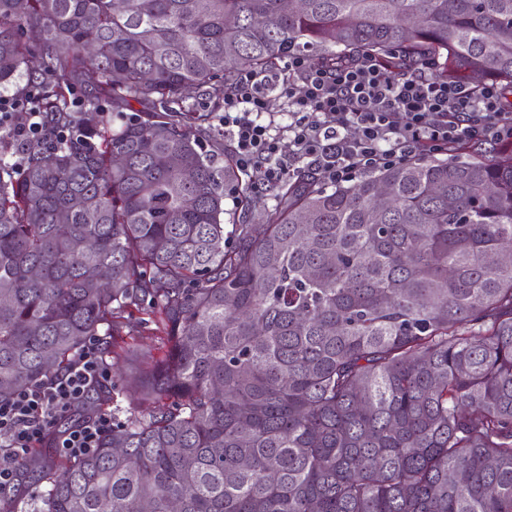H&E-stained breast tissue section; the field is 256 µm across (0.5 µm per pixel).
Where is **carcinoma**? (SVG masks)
Masks as SVG:
<instances>
[{"label": "carcinoma", "mask_w": 512, "mask_h": 512, "mask_svg": "<svg viewBox=\"0 0 512 512\" xmlns=\"http://www.w3.org/2000/svg\"><path fill=\"white\" fill-rule=\"evenodd\" d=\"M18 2L0 0V94L27 80L75 132L0 159V399L90 337L114 352L125 313L166 346L121 384L153 411L113 409L59 475L40 449L21 462L39 512H512V144L333 187L301 171L234 224L256 174L203 154L185 97L219 103L294 51L512 93V0ZM113 400L99 388L83 415ZM260 187L263 189L261 190ZM265 185L263 184L261 180V176L258 174L255 184H254V197L256 199V211L252 213H236L235 215V222L237 224H257V217L256 212H259L261 209H263L266 206H271L275 203V201L272 198L271 191L265 192L264 190Z\"/></svg>", "instance_id": "carcinoma-1"}]
</instances>
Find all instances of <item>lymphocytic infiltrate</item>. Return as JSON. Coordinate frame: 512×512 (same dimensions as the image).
I'll list each match as a JSON object with an SVG mask.
<instances>
[{
    "instance_id": "lymphocytic-infiltrate-1",
    "label": "lymphocytic infiltrate",
    "mask_w": 512,
    "mask_h": 512,
    "mask_svg": "<svg viewBox=\"0 0 512 512\" xmlns=\"http://www.w3.org/2000/svg\"><path fill=\"white\" fill-rule=\"evenodd\" d=\"M428 64L398 76L370 56L328 69L306 54H289L284 72H240L224 93L219 121L235 144L238 166L270 183L309 166L332 187L360 173L403 163L418 152L439 154L448 145L477 139L512 141V112L502 102L498 79L480 88L427 74ZM292 78L288 122L276 126L270 92ZM27 91L25 100L0 95V128L18 143L53 135ZM112 371L96 339H87L66 370L0 401V500H13L18 465L44 440L55 454L84 457L112 430L102 412L65 429L57 423L82 406Z\"/></svg>"
}]
</instances>
